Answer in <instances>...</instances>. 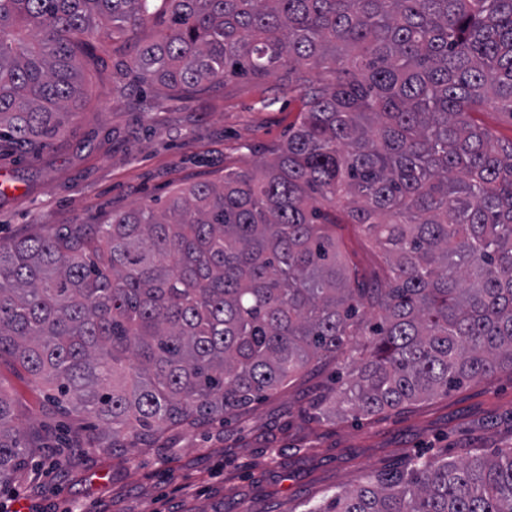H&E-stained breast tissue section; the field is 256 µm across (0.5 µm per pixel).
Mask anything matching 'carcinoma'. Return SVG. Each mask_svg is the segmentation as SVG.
I'll list each match as a JSON object with an SVG mask.
<instances>
[{"label":"carcinoma","mask_w":512,"mask_h":512,"mask_svg":"<svg viewBox=\"0 0 512 512\" xmlns=\"http://www.w3.org/2000/svg\"><path fill=\"white\" fill-rule=\"evenodd\" d=\"M151 21L157 38L141 33ZM104 32L176 98L283 70L307 99L253 169L105 224L0 241V359L135 448L242 411L347 352L375 415L512 372V0H0V141L36 147ZM386 253L343 261L336 205ZM0 390V485L27 464ZM305 512H512V448L411 457ZM472 117L477 123L489 128L497 138L503 141L512 139V121L507 114L497 111L479 112Z\"/></svg>","instance_id":"obj_1"}]
</instances>
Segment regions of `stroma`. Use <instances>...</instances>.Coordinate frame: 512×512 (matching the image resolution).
Wrapping results in <instances>:
<instances>
[{
    "label": "stroma",
    "instance_id": "35a3bbf8",
    "mask_svg": "<svg viewBox=\"0 0 512 512\" xmlns=\"http://www.w3.org/2000/svg\"><path fill=\"white\" fill-rule=\"evenodd\" d=\"M304 101L278 73L237 75L179 101L161 86L112 92V71L88 68L81 105L63 113L39 153L0 149L15 193H0V239L66 224H104L113 213L253 168L301 119ZM349 264L382 271V250L355 224L336 227ZM328 364L222 422L177 427L148 445L116 448L98 423L61 415L28 373L0 362L18 427L49 432L46 447L7 486L0 512H307L365 473L401 468L418 450L492 452L512 446V373L375 419L312 401L332 386Z\"/></svg>",
    "mask_w": 512,
    "mask_h": 512
}]
</instances>
